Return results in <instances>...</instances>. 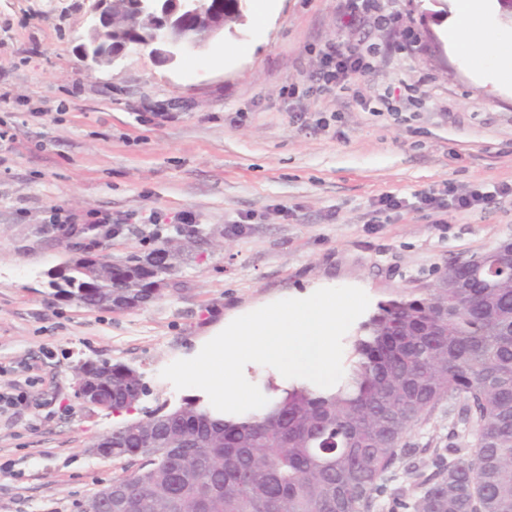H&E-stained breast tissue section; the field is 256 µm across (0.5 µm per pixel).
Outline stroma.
Here are the masks:
<instances>
[{
    "label": "stroma",
    "mask_w": 512,
    "mask_h": 512,
    "mask_svg": "<svg viewBox=\"0 0 512 512\" xmlns=\"http://www.w3.org/2000/svg\"><path fill=\"white\" fill-rule=\"evenodd\" d=\"M344 0H269L200 51L160 63L128 47L83 60L97 0H0V390L39 378L31 405L0 415V512H79L120 474L96 439L163 405L200 396L161 376L212 328L316 284L355 286L371 303L434 287L448 264L512 241V92L475 82L448 43L453 0H380L390 24H341ZM379 49L334 93L309 92L328 46ZM305 95L291 99L289 86ZM402 112L366 104L384 89ZM492 192L463 209L422 194ZM403 199L396 210L379 200ZM191 213L195 230L170 224ZM118 231L93 247L57 215ZM184 252L154 300L129 310L69 300L50 272L70 256H146L150 216ZM85 362L126 365L147 393L124 415L83 404ZM473 431L460 402L409 432L372 512L420 493L434 449Z\"/></svg>",
    "instance_id": "1"
}]
</instances>
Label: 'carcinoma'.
<instances>
[{
    "mask_svg": "<svg viewBox=\"0 0 512 512\" xmlns=\"http://www.w3.org/2000/svg\"><path fill=\"white\" fill-rule=\"evenodd\" d=\"M128 0L112 4L123 33ZM512 243L448 266L434 287L381 301L353 336L347 374L334 388L268 380L258 413L226 417L193 398L112 431L117 512H370L404 438L444 399L474 423L468 448L433 451L417 498L391 512H512ZM103 276L81 303L111 296L145 304L149 288ZM112 411L146 393L134 370L99 375Z\"/></svg>",
    "mask_w": 512,
    "mask_h": 512,
    "instance_id": "1",
    "label": "carcinoma"
}]
</instances>
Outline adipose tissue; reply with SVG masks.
I'll return each mask as SVG.
<instances>
[{
	"label": "adipose tissue",
	"instance_id": "ef3b65f1",
	"mask_svg": "<svg viewBox=\"0 0 512 512\" xmlns=\"http://www.w3.org/2000/svg\"><path fill=\"white\" fill-rule=\"evenodd\" d=\"M448 42L466 53L473 74L512 89V35L489 33L484 0H456Z\"/></svg>",
	"mask_w": 512,
	"mask_h": 512
}]
</instances>
